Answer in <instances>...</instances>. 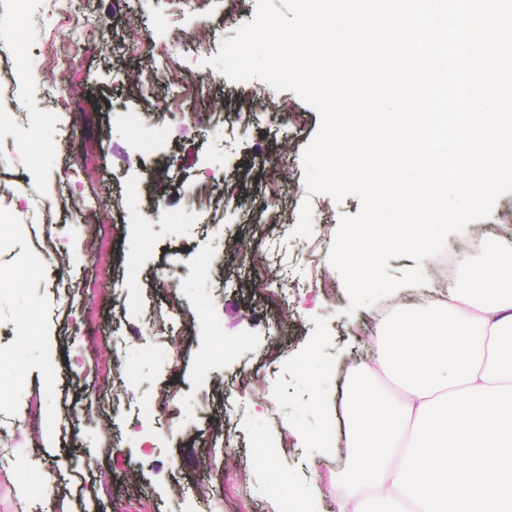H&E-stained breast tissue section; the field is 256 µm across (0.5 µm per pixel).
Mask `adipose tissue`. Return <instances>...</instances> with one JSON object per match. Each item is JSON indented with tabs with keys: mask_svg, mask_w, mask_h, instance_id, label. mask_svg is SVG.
Listing matches in <instances>:
<instances>
[{
	"mask_svg": "<svg viewBox=\"0 0 512 512\" xmlns=\"http://www.w3.org/2000/svg\"><path fill=\"white\" fill-rule=\"evenodd\" d=\"M440 298L395 307L344 405L351 485L337 512H512V242L457 260Z\"/></svg>",
	"mask_w": 512,
	"mask_h": 512,
	"instance_id": "adipose-tissue-1",
	"label": "adipose tissue"
}]
</instances>
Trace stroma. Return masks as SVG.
Segmentation results:
<instances>
[{"mask_svg": "<svg viewBox=\"0 0 512 512\" xmlns=\"http://www.w3.org/2000/svg\"><path fill=\"white\" fill-rule=\"evenodd\" d=\"M167 13L166 0H84V17L105 22L106 38L75 40L71 66L41 60L12 72L31 118L0 113V186L23 199L67 193L91 203L73 217L55 214L49 239L16 210H0V423L37 471L0 467V512H134L143 498L156 512L175 499L180 512H296L297 491L316 475L317 512H337L350 471L345 424L338 417L319 431L315 421L341 407L377 326L373 307L348 312L330 263L341 217L361 202L308 195L302 152L321 119L293 92L274 93L277 111L241 128L249 89L265 82L229 80L189 56L183 78L205 80L203 97L170 107L176 89L163 77L141 95L131 74L161 63L139 45L166 34ZM52 24L22 23L16 0H0L1 42L35 50ZM54 89L65 105L50 98ZM200 111L216 113L218 126L194 123ZM132 112L151 115L146 147L126 131ZM284 112L303 123L282 122ZM277 157L288 178L273 202L264 183ZM213 171L224 176L223 206L188 209L186 190ZM306 201L328 293L315 289L305 241L292 234ZM228 238L247 242L255 260L223 261ZM284 277L294 288L278 306L268 293ZM173 297L196 318L176 345L151 328L153 311ZM274 349L283 358L272 363ZM252 375L263 399L247 405L236 386ZM35 394L41 416L32 423L22 414ZM292 429L306 434L304 446L284 445ZM200 481L222 487L223 499H200Z\"/></svg>", "mask_w": 512, "mask_h": 512, "instance_id": "1", "label": "stroma"}]
</instances>
